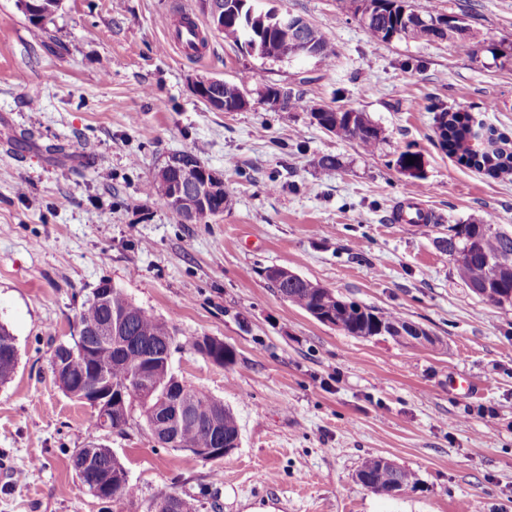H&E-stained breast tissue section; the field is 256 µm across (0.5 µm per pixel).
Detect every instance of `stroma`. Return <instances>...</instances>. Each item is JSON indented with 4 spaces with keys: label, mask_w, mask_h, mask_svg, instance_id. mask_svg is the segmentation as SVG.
Listing matches in <instances>:
<instances>
[{
    "label": "stroma",
    "mask_w": 512,
    "mask_h": 512,
    "mask_svg": "<svg viewBox=\"0 0 512 512\" xmlns=\"http://www.w3.org/2000/svg\"><path fill=\"white\" fill-rule=\"evenodd\" d=\"M275 5L321 29L331 66L263 59L213 33L199 56L182 53L161 19L207 27L199 0H62L43 27L0 0V324L20 353L0 384V512H102L70 464L92 441L126 467L138 512L164 488L205 491L196 512H512V306L482 302L438 249L454 224L512 229V182L459 163L434 133L447 110L512 138V56L492 53L512 47V0H435L464 15L469 54L374 41L353 0ZM205 76L243 83L249 107L211 110L193 90ZM268 85L302 92V106L271 107ZM317 106L367 113L381 140L365 150L325 132ZM58 141L69 154L48 152ZM200 144L229 204L184 224L144 186ZM408 148L424 160L425 224L394 218ZM324 155L338 168L320 169ZM273 266L432 341L345 335L282 299ZM103 282L170 321L173 372L233 410L238 448L205 463L137 426L94 428L58 387L52 352ZM201 336L230 345L234 364L198 354ZM369 457L416 471L419 489L373 494L355 478Z\"/></svg>",
    "instance_id": "1"
}]
</instances>
